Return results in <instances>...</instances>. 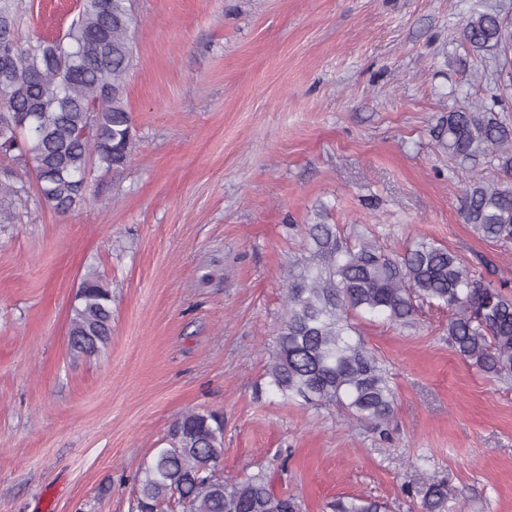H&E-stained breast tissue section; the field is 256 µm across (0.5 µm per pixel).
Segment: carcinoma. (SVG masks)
I'll return each mask as SVG.
<instances>
[{
	"label": "carcinoma",
	"mask_w": 512,
	"mask_h": 512,
	"mask_svg": "<svg viewBox=\"0 0 512 512\" xmlns=\"http://www.w3.org/2000/svg\"><path fill=\"white\" fill-rule=\"evenodd\" d=\"M137 21L132 0H80L67 31L51 39H24L15 0H0V156L34 175L0 178V227L15 224L31 191L60 215L87 195L90 164L106 171L132 157L135 134L125 82L136 61ZM460 38L469 50L512 51V29L494 12L475 11ZM459 166L483 164L496 181L472 179L459 195L458 214L482 240L512 243V125L483 104L448 111L434 131ZM305 225L302 260L288 265L285 315L265 375L289 404L338 408L383 426L396 395L382 360L360 337L353 317L371 314L409 325L418 308L448 311V344L465 363L498 378H512V286L486 280L448 247L415 241L404 252L387 249L336 225ZM72 308L68 350L74 358L104 351L112 336V293L93 274L82 281ZM166 446L154 449L135 474L131 512H304L297 497L273 490L264 471L226 482L215 474L224 457V415L191 410L171 425ZM448 481L433 477L422 512H448ZM331 512H386L379 501L338 499Z\"/></svg>",
	"instance_id": "1"
}]
</instances>
